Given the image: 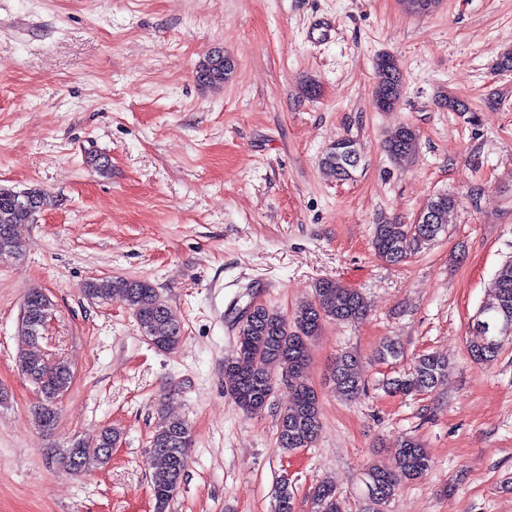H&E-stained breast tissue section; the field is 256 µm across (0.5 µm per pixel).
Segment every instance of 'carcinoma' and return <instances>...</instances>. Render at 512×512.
<instances>
[{"label":"carcinoma","mask_w":512,"mask_h":512,"mask_svg":"<svg viewBox=\"0 0 512 512\" xmlns=\"http://www.w3.org/2000/svg\"><path fill=\"white\" fill-rule=\"evenodd\" d=\"M233 60L218 49L210 52L197 66L198 82L219 87L234 71ZM377 85L376 107L385 112L398 103L402 90V76L395 60L388 54L375 61ZM418 135L409 126L401 127L385 145L394 159H407L415 153ZM360 148L350 138H340L323 154L321 165L330 176L343 181L350 178V170L358 165ZM48 205V195L40 189L14 191L0 188V261L17 254L15 228L30 219L33 212ZM457 207V200L448 194H439L427 203L432 222L429 224L374 225L372 247L381 260L398 264L406 260L415 246L435 240L448 224V214ZM85 292L102 300H118L133 313L145 337L159 351L171 352L182 340L181 326L172 319L169 308L157 289L147 281L112 278L86 284ZM23 304L32 308L31 318L41 313L52 314V303L40 291L29 292ZM368 305L362 293L334 279H321L315 283L310 299L304 301L292 314L259 305L249 319L240 326L231 357L224 361V374L228 376L227 394L245 414L262 412L270 403L278 378L269 366L277 364L288 374V379H300L307 369L311 341L324 322H355L366 315ZM512 327V260L498 269L494 279L492 299L477 312L470 330L468 353L475 362L490 361L497 357L502 341L508 337L498 331L503 325ZM22 335L31 349L17 356L22 375L42 386L41 399L32 414L39 427L49 431L57 422V398L70 387V367L59 362L49 365L35 351L40 333L36 326L21 319ZM448 372V363L431 353L418 356L412 370L386 381L390 394L409 396L431 390L439 378ZM331 380L339 395L347 400L363 391L358 374V359L350 352H342L333 360ZM291 404L280 411L277 445L286 451L309 448L321 431V405L314 389L303 382L289 385ZM120 433L105 428L89 438H79L70 447L56 450L51 458L59 468L80 477L106 466L110 448ZM192 435L187 422L168 418L153 431L147 449V462L152 470V497L154 512H169L173 498L180 490L188 464ZM431 460L424 446L412 437L400 439L393 461L386 465H373L366 472L368 510L382 512L383 506L396 496L399 487L423 476ZM311 512H346L343 500L329 479L319 481L311 494ZM276 512H296L293 493L289 486H280Z\"/></svg>","instance_id":"1"}]
</instances>
